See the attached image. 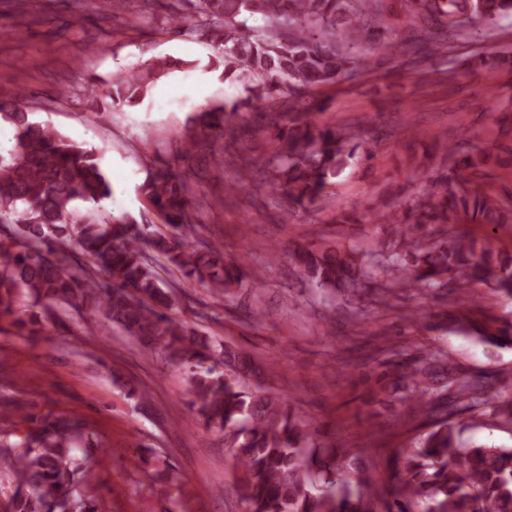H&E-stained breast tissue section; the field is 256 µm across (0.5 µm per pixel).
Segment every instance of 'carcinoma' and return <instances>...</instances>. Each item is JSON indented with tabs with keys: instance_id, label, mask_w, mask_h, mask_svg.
Masks as SVG:
<instances>
[{
	"instance_id": "cac0c4a2",
	"label": "carcinoma",
	"mask_w": 512,
	"mask_h": 512,
	"mask_svg": "<svg viewBox=\"0 0 512 512\" xmlns=\"http://www.w3.org/2000/svg\"><path fill=\"white\" fill-rule=\"evenodd\" d=\"M191 17L171 18L178 35L215 44L211 66L224 80L245 85L247 96L226 100L187 118V134L174 157L150 170L142 195L160 215L166 231L138 224L130 215L104 224L79 203L97 202L112 187L95 155L34 121L28 96L0 95V119L15 130L10 150L0 151V225L13 234L0 239V316L13 313L23 292L35 311V325L56 307H91L146 349L159 348L188 368L191 394L204 424L232 439L244 478L238 486L245 512H512V448L477 444L464 438V426L451 420L453 407L485 406L512 423V397L488 394L490 383L450 375L430 352L396 380L404 390L407 413L421 415L431 430L408 448L391 500L379 502L372 473L354 467L360 454L321 447L308 424L298 419L279 391L259 386L263 365L247 352L209 341L170 314L171 298L156 266L207 285L216 295L254 280L241 257L203 242L191 246L209 202L188 194L173 162L194 157L201 137L224 140V150L241 163L233 191L264 189L288 197L294 206H313L357 157L360 135L349 126L316 122L312 109L296 110L311 89L337 83L366 68L364 53L386 29L378 18L380 0H186ZM408 16L419 20L405 42L410 63L419 64L448 50L451 41L497 17L512 15V0H403ZM174 62L157 58L137 70L116 74L90 102L101 111L133 107ZM478 65L512 67L511 54H494ZM256 111L276 142L271 154L254 159L239 144L235 117ZM450 165L448 178L428 183L379 223L380 267L397 289L445 286L456 278L490 283L512 296V252L496 250L458 224L497 228L512 217V196L494 198L481 178L492 167L512 163V148L499 146L467 154L436 146ZM92 268L73 264L74 254ZM296 268L321 290L356 295L376 287L364 255L352 244L297 245ZM480 335L512 343V325ZM89 442L74 414L48 416L12 444H0V469L10 471L18 489L12 512H56L70 502L83 466L73 455ZM336 472L324 488L315 472Z\"/></svg>"
}]
</instances>
